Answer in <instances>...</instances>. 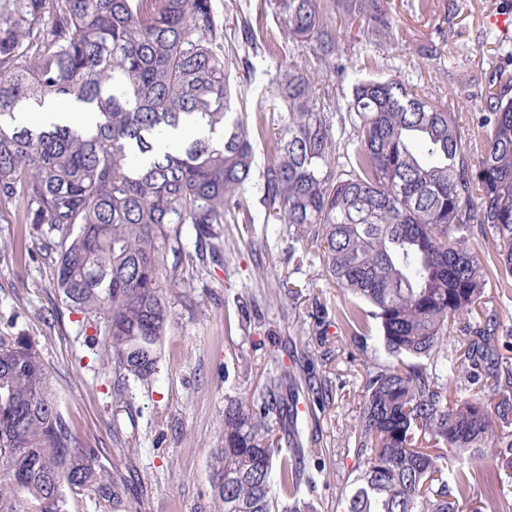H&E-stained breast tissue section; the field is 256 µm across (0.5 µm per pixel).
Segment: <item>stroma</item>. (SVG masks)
I'll return each mask as SVG.
<instances>
[{
	"label": "stroma",
	"instance_id": "35a3bbf8",
	"mask_svg": "<svg viewBox=\"0 0 512 512\" xmlns=\"http://www.w3.org/2000/svg\"><path fill=\"white\" fill-rule=\"evenodd\" d=\"M402 39L388 57L360 42L345 19L342 48L351 68L345 80L314 71L316 87L346 106L357 79L384 69L404 84L446 96L449 111L469 126L476 91L492 64L512 53L486 26L489 15L511 12L512 0H388ZM251 198L253 236L238 225L224 227V255L207 264V275L168 288V332L159 372L147 387L134 389V422L113 429L114 375L105 357L89 348L84 314L62 304L53 270L36 247L33 225L19 206L0 202V333L31 336L38 344L61 407L74 431L99 459L132 485L138 512H220L211 482L214 451L224 445V406L259 391L267 368L280 361L300 382H317L327 395L300 397L298 421L306 471L302 486L312 512H338L342 491L357 460L349 436L359 411L364 368L388 355L377 327L352 329L337 319L346 300L339 289L317 288L320 263L296 265L288 256V227L266 221L257 188L272 162L257 142ZM482 313L496 316V345L512 358V289L489 283Z\"/></svg>",
	"mask_w": 512,
	"mask_h": 512
}]
</instances>
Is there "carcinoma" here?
Returning <instances> with one entry per match:
<instances>
[{"mask_svg":"<svg viewBox=\"0 0 512 512\" xmlns=\"http://www.w3.org/2000/svg\"><path fill=\"white\" fill-rule=\"evenodd\" d=\"M288 41L254 120L273 161L266 214L292 229L288 250L319 255L322 277L349 296L342 322L374 320L390 356L365 369L354 423L357 475L344 512H478L470 492L488 472L512 478V361L495 344L497 319L470 322L488 284L475 248L495 247L493 271L512 288V70L481 91L477 135L456 113L392 75L358 81L346 109L317 94L295 53L344 75L340 14L393 50L384 0H262ZM253 53L267 49L243 22ZM254 69L224 43L213 0H0V200L35 226L69 308L93 317L119 380L147 386L168 327L165 285L182 277L183 227L217 256V229L250 210L255 143L235 109L232 72ZM67 99L86 125L16 124L25 107ZM341 132L353 131L341 140ZM203 126L208 135L154 157L155 134ZM349 149L348 168L335 165ZM462 346L448 352L451 328ZM431 361L427 366L421 360ZM480 385L487 394L471 395ZM300 382L283 364L258 396L224 407L213 495L222 512H310L304 449L283 417ZM0 478L31 512H69L87 495L101 512H131L127 482L73 431L36 342L0 334Z\"/></svg>","mask_w":512,"mask_h":512,"instance_id":"1","label":"carcinoma"}]
</instances>
